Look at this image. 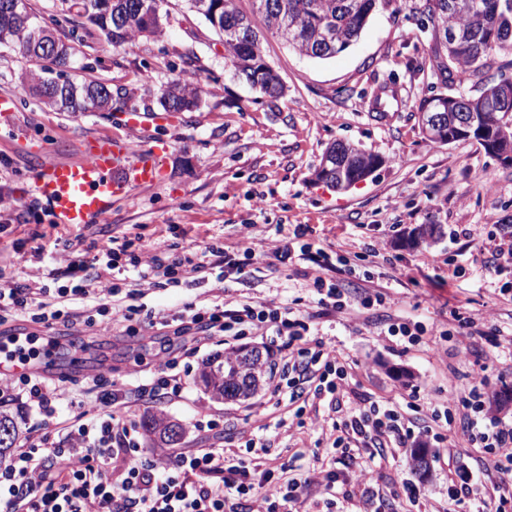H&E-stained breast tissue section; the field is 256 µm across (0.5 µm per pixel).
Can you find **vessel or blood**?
<instances>
[{
  "instance_id": "vessel-or-blood-1",
  "label": "vessel or blood",
  "mask_w": 512,
  "mask_h": 512,
  "mask_svg": "<svg viewBox=\"0 0 512 512\" xmlns=\"http://www.w3.org/2000/svg\"><path fill=\"white\" fill-rule=\"evenodd\" d=\"M162 152L159 146L136 149L127 141L97 136L79 144V158L72 162L57 160L45 149L32 193L51 205L57 223L77 230L101 218L113 199L128 197L137 187L159 184ZM61 365L70 372H83L87 358L81 352L60 358L50 344L45 355L33 363L34 368L48 371Z\"/></svg>"
}]
</instances>
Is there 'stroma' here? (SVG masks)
Instances as JSON below:
<instances>
[{
  "mask_svg": "<svg viewBox=\"0 0 512 512\" xmlns=\"http://www.w3.org/2000/svg\"><path fill=\"white\" fill-rule=\"evenodd\" d=\"M160 18L161 34L115 45L89 29L85 18L71 15L70 24L82 31L83 41L64 74L121 91L123 107L109 112H63L44 103L31 91L35 63L16 51L0 50V96L17 102L12 124L0 125V279L26 282L43 267L92 258L116 237L144 245L164 238L201 250L215 240L234 247L247 235L259 252L245 277L225 276L213 265L205 279L173 286L162 276L148 284L130 273L121 283L122 305L159 313L190 302L273 298L303 310L316 297L310 263L280 264L272 249L295 225L305 224L309 242L344 258L325 270L324 278L353 288L369 275L387 299L377 310H326L299 341L272 330L248 331L233 341L211 337L192 354L186 340L158 326L138 336L125 335L121 323L96 336L78 324L58 326L61 335H78L109 373L101 382L88 374L53 375L65 400L51 417L13 397L8 405L22 414V435L57 434L75 403H95L117 383L128 391L134 423L160 410L182 424L180 447L199 443L194 422L201 413L216 415L218 424L209 436L231 449L240 433L264 424L267 468L287 467L310 476L315 454L325 453L331 442L302 419L327 413V401L310 393L297 406L277 399L269 382L247 400L211 399L197 383L207 359L250 346L269 350L278 362L289 348L311 349L320 340L346 361L348 387L336 421L348 419L357 402L382 407L407 396L413 405L407 416L420 427L427 398L460 399L472 369L466 353L492 348L487 335L492 326L502 335L497 357L486 362L485 375L495 392L490 406L493 415L512 420V342L507 339L512 293L496 289L483 256L460 235L467 228L484 239L496 225H512V164L490 157L472 139L442 144L423 135L418 121L423 98L446 90L470 94L474 87L456 72L444 85L430 71L414 70L428 42L405 0H379L361 37L327 60L301 56L267 37L266 59L285 86L284 96L273 103L235 75L222 37L185 0H163ZM182 76L197 77L205 92L195 110L167 115L158 99ZM20 131L26 143H18ZM96 135L138 147L166 143L164 177L158 185L113 200L102 220L76 234L81 244L72 247L68 241L75 234L54 225L49 209L41 206L25 215L21 207L31 201L28 188L39 167V147L73 161L76 145ZM337 140L382 160L366 180L345 191L312 178L326 147ZM423 224L438 227L428 245L412 240ZM372 241L377 244L373 253L366 249ZM457 315L473 318L472 337L456 336L435 347L431 329ZM387 318L421 323L427 333L415 345L390 341L382 334ZM162 348L177 356L184 392L180 401L159 405L139 398L133 379L154 366ZM421 443L429 463L425 471L408 452L380 463L370 461L368 449H356V457L374 469L367 498L350 480V468L337 462V512H450L449 470L476 466L480 453L460 435L448 446L429 437ZM408 485L424 490V499L410 502L403 493Z\"/></svg>",
  "mask_w": 512,
  "mask_h": 512,
  "instance_id": "obj_1",
  "label": "stroma"
}]
</instances>
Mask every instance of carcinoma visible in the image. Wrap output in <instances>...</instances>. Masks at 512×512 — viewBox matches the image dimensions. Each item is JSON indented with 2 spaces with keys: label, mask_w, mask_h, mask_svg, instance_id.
<instances>
[{
  "label": "carcinoma",
  "mask_w": 512,
  "mask_h": 512,
  "mask_svg": "<svg viewBox=\"0 0 512 512\" xmlns=\"http://www.w3.org/2000/svg\"><path fill=\"white\" fill-rule=\"evenodd\" d=\"M58 17L51 20L55 28L69 20L72 13L88 22L111 42L128 43L148 34L160 32L158 12L161 0H59ZM189 8L204 17L224 37L225 58L236 75L255 85L256 63L266 60L264 33H269L301 55L328 59L346 50L364 29L377 0H252L251 13L241 12L237 0H220L217 14L198 7L199 0H186ZM412 10L427 16L430 23L428 60L434 73L448 83L452 70L476 77V94L471 96L445 94L453 104L448 115L465 110L476 118L470 135L457 140L474 139L487 154L499 158L512 152V83L489 74L494 55L512 48V0H413ZM42 28L27 6V0H0V46L17 50L30 59L46 60L32 46V33ZM60 52L41 74L31 76L32 90L43 96L42 89L54 82L50 74L68 65L74 47L58 40ZM109 90L103 83L70 79L62 82L46 103L69 112L83 111L86 99ZM258 91L274 102L284 93L279 77L261 80ZM202 95L199 84L176 79L163 89L160 106L167 112H190ZM341 147L343 170L336 172V163H329L328 184L338 187L340 181L365 179L372 173L370 162L375 155L356 145L338 141L326 153L336 156ZM269 355L253 348H240L214 357L202 369L198 383L211 398L246 399L258 392L251 387L255 376L265 377ZM19 413L0 404V433L8 432V442L0 440V457L13 448L19 437ZM173 425L160 411L145 416L142 428L158 445L171 442L168 430Z\"/></svg>",
  "instance_id": "obj_1"
}]
</instances>
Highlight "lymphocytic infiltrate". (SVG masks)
<instances>
[{
  "mask_svg": "<svg viewBox=\"0 0 512 512\" xmlns=\"http://www.w3.org/2000/svg\"><path fill=\"white\" fill-rule=\"evenodd\" d=\"M307 232V225H296L291 236L275 248V258L284 264L307 261L321 270L328 268V253L306 242ZM167 250L163 240L136 254L122 245L110 250L101 266L72 262L66 268L40 273L25 284L0 283V324L26 317L39 326L38 331L26 333L20 363L38 356L41 330L55 328L61 321L72 322L71 313L57 308L56 298L87 302L93 313L83 318L82 324L93 332L115 321L131 320L132 307L119 306L115 301L120 288L108 280L110 271L132 266L138 268L142 280L148 281L160 269L175 285L188 275L203 272V264L195 262V252L190 248L172 257L168 264H161L160 256ZM50 279L67 280L68 285L53 292L46 285ZM157 324L173 329L176 335L193 336L198 345L212 336L234 339L245 330L265 328L288 332L297 340L307 327L292 308L272 299L230 309L220 304H187L146 321L150 328ZM282 376L284 382L275 385L274 392L288 395L293 402L302 398L306 383L317 376L325 379L328 393L345 390L339 354L320 341L314 349L289 353ZM487 387L484 375H476L460 400L463 411L458 416L451 405L430 401V424L425 431L441 442L448 435L463 433L473 447L483 449L482 468L508 474L512 472V423L487 418ZM16 393L25 396L31 409L48 416L57 412L65 396L63 389L35 372L0 371V395ZM122 404V390H113L84 407L64 437L44 434L15 448L9 461L0 462V512H227L231 502L242 512H274L272 504L277 499L282 502L283 512H308V479L288 473L275 479L270 472L259 471L252 459L257 448L252 438L245 441V457L229 469L224 466L223 449L214 447L187 451L162 447L151 458H141L137 432ZM442 421L449 426L444 434L434 429ZM338 430L333 447L370 446L382 458L390 447H407L414 435L395 406L356 407ZM448 485L459 503L469 498L489 501L496 503L495 512H506L512 503L511 489L480 486L474 473L465 469L449 472Z\"/></svg>",
  "mask_w": 512,
  "mask_h": 512,
  "instance_id": "f902f5d3",
  "label": "lymphocytic infiltrate"
}]
</instances>
